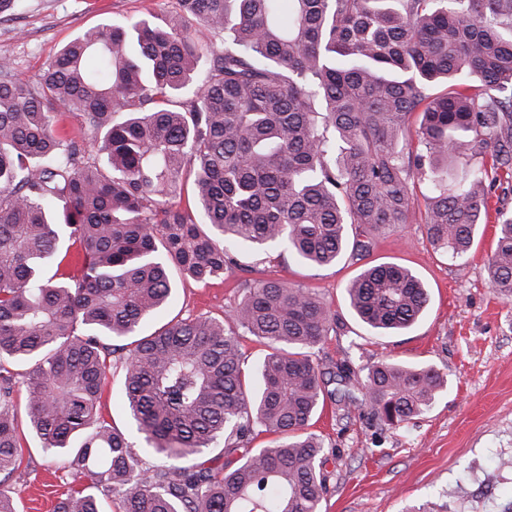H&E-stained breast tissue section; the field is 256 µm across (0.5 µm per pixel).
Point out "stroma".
I'll use <instances>...</instances> for the list:
<instances>
[{
  "instance_id": "stroma-1",
  "label": "stroma",
  "mask_w": 512,
  "mask_h": 512,
  "mask_svg": "<svg viewBox=\"0 0 512 512\" xmlns=\"http://www.w3.org/2000/svg\"><path fill=\"white\" fill-rule=\"evenodd\" d=\"M177 0H21L0 10V61L16 79H37L65 43L87 30L127 16L151 18L177 11ZM496 216L481 225L466 260L452 261L411 220L380 237L365 260L330 266L297 263L288 254L242 248L238 265L224 277L198 282L171 269L173 302L161 323L201 315L223 318L242 288L258 279H277L315 290L339 314L344 328L312 351L324 370L350 357L355 364L399 360L433 365L446 388L433 407L403 427L375 418L361 402L326 400L311 421L328 452V495L321 512H507L512 507V300L488 280L487 260ZM394 263L424 283L429 304L410 329L372 335L350 311L345 287L364 267ZM104 418L122 430L135 450L145 442L112 373L101 398ZM24 459L0 483L17 512H54L58 500L83 477L42 451L19 416Z\"/></svg>"
}]
</instances>
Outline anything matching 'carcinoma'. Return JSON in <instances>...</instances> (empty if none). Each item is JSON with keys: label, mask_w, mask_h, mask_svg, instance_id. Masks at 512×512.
Segmentation results:
<instances>
[{"label": "carcinoma", "mask_w": 512, "mask_h": 512, "mask_svg": "<svg viewBox=\"0 0 512 512\" xmlns=\"http://www.w3.org/2000/svg\"><path fill=\"white\" fill-rule=\"evenodd\" d=\"M70 41L35 81L0 62V476L20 465L15 395L30 432L87 478L54 512H321L325 397L310 350L340 327L307 288L256 280L223 320L142 327L170 304L176 266L197 280L240 246L326 266L366 257L415 217L448 254L470 253L486 183L512 173V0H178ZM200 20L224 47L194 37ZM77 118L80 134L57 129ZM415 134L407 137L411 119ZM478 160L455 178L462 160ZM193 175L191 200L173 198ZM491 286L512 298V216L496 208ZM79 276L50 274L64 241ZM374 334L427 308L409 269L365 268L345 288ZM267 347L252 376L239 333ZM27 371L16 379L6 365ZM159 464L143 465L100 414L112 369ZM362 401L410 423L445 387L433 366L364 367ZM346 387V358L331 372ZM261 433L273 445L253 448ZM219 467L180 462L210 448Z\"/></svg>", "instance_id": "1"}]
</instances>
